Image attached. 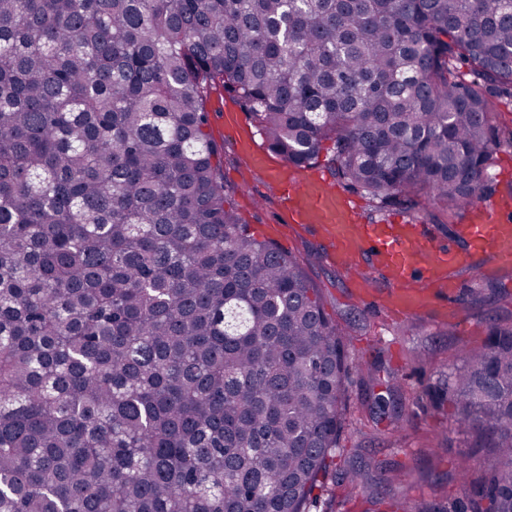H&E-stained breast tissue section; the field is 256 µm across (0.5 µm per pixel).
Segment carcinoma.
Instances as JSON below:
<instances>
[{
  "label": "carcinoma",
  "instance_id": "obj_1",
  "mask_svg": "<svg viewBox=\"0 0 512 512\" xmlns=\"http://www.w3.org/2000/svg\"><path fill=\"white\" fill-rule=\"evenodd\" d=\"M218 87L293 167L329 143L338 184L455 214L512 0H0V512H308L360 364L233 205ZM459 360L452 431L491 443L453 512H512V325Z\"/></svg>",
  "mask_w": 512,
  "mask_h": 512
}]
</instances>
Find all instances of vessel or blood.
<instances>
[{
	"instance_id": "b4317fda",
	"label": "vessel or blood",
	"mask_w": 512,
	"mask_h": 512,
	"mask_svg": "<svg viewBox=\"0 0 512 512\" xmlns=\"http://www.w3.org/2000/svg\"><path fill=\"white\" fill-rule=\"evenodd\" d=\"M271 175L282 187L289 223L317 230L328 244L330 258L352 270V285L361 294L377 297L388 314L405 317L430 297H455V268L471 267L479 260L491 268H512L510 197L470 208L467 223L456 225L453 236L441 240L422 224L363 222L347 198L321 178L294 179L284 166L273 168ZM362 259L385 280L386 291H378L357 273Z\"/></svg>"
}]
</instances>
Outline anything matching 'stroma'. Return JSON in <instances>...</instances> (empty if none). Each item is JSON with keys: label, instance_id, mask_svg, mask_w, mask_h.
<instances>
[{"label": "stroma", "instance_id": "stroma-1", "mask_svg": "<svg viewBox=\"0 0 512 512\" xmlns=\"http://www.w3.org/2000/svg\"><path fill=\"white\" fill-rule=\"evenodd\" d=\"M496 104L501 113V146L489 170L493 187L485 199L489 205L512 190V107L502 97ZM206 109L208 130L224 145V179L235 188L233 201L240 215L253 231H266L267 241L302 261L322 291L327 313L349 333L350 356L373 365L371 382L360 371L350 372L353 402L366 414L375 410L381 394L409 417L398 434L386 418L364 429L349 422L340 446L347 461L365 466L367 482L351 492L327 486L311 512H367L372 500L395 494L445 512L460 496L453 461L466 450L468 441L452 432L448 408L433 407L425 391L442 383L460 351L481 344L492 324L512 323V269L478 273L457 268L453 276L461 288L453 302L431 303L402 319L384 314L356 297L345 272L330 263L319 233L284 221L280 189L270 175L271 168L280 165V157L270 156L268 169L253 166L235 131L224 124L225 114L233 113L240 125L251 127L247 112L220 90L212 92ZM352 198L363 221L398 217L430 225L443 238L466 221L461 214L447 217L431 202L425 211L411 214L395 206L370 207L358 192Z\"/></svg>", "mask_w": 512, "mask_h": 512}]
</instances>
